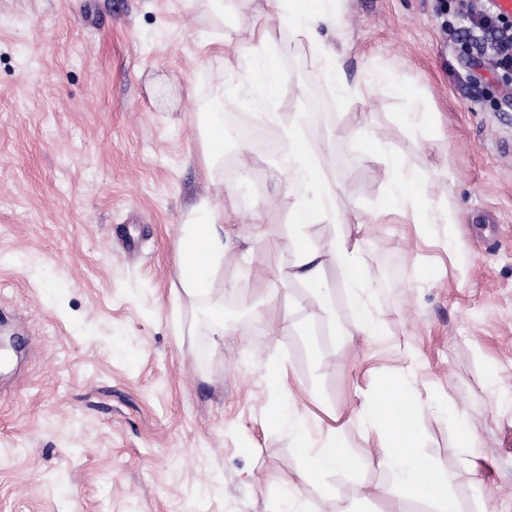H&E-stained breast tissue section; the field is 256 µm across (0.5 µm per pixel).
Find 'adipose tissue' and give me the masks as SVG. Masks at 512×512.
Listing matches in <instances>:
<instances>
[{
	"label": "adipose tissue",
	"mask_w": 512,
	"mask_h": 512,
	"mask_svg": "<svg viewBox=\"0 0 512 512\" xmlns=\"http://www.w3.org/2000/svg\"><path fill=\"white\" fill-rule=\"evenodd\" d=\"M280 23L298 37H309L319 24L340 25L342 13L335 0H317L315 10H308L303 0H271ZM237 50L225 54L224 72L232 76L227 85L217 86L213 102L222 105L224 98L238 97L242 83L260 87L266 101H274L278 86L268 62L269 40L266 30H254L248 36L233 34ZM260 123L280 126L288 142V188L296 197L288 237L295 246V262L287 275L288 281L300 284L316 302L315 314L322 321L334 320V304L324 280L326 265H333L343 284L352 293L351 309L362 335L376 336L380 325L373 315L369 301L374 292V279L365 267L360 250L351 236L350 224L356 218L348 204L340 203V186L328 175L319 162V147L308 141L301 128L304 115L294 123L281 125L277 112L262 111ZM352 151L362 159L379 158L383 165L387 205L375 212V221L387 224L394 218L424 229L431 219L430 202L418 190L423 174L406 170L402 160L384 146L379 136L366 126L344 131ZM317 189L318 201H310V189ZM341 225L342 230L326 243H318L310 233L313 224ZM224 262V226L221 213L208 210L203 220L190 221L183 227L177 252V269L182 288L192 297L207 296L218 269ZM427 404L410 392L405 382H389L380 387L372 402L361 414V422L383 450L386 465L400 479L406 498H425L434 505V512H458L451 493L452 477L435 461L421 455L424 429L421 415ZM294 445L300 450L298 477L306 482L317 481L339 471H355L358 462L341 446L335 433L321 441L311 437L307 417L299 414L285 416Z\"/></svg>",
	"instance_id": "1"
}]
</instances>
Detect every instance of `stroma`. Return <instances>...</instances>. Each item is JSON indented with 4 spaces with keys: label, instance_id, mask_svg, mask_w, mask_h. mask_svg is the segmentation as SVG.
<instances>
[{
    "label": "stroma",
    "instance_id": "obj_1",
    "mask_svg": "<svg viewBox=\"0 0 512 512\" xmlns=\"http://www.w3.org/2000/svg\"><path fill=\"white\" fill-rule=\"evenodd\" d=\"M0 0V512H280L299 462L281 411L328 427L360 461L298 485L307 512H423L378 465L359 412L408 376L432 410L422 452L454 476L460 512H512V108L481 63L457 0H342L317 37L343 55L350 104L312 85V49L267 0ZM266 28L275 110L306 125L320 162L368 222L361 243L380 289L381 334H358L333 267L339 340L312 325L295 255L285 151L225 137L240 171L205 179L202 135L229 29ZM388 74L384 85L378 74ZM427 112L414 130L399 118ZM371 123L420 189L464 213L459 259L447 223L377 224L378 159L342 129ZM449 170L444 185L434 171ZM224 214V262L207 302L179 282L176 246L200 202ZM223 306L210 336L203 306ZM284 359L282 387L267 381ZM478 439L463 445L449 419Z\"/></svg>",
    "mask_w": 512,
    "mask_h": 512
}]
</instances>
